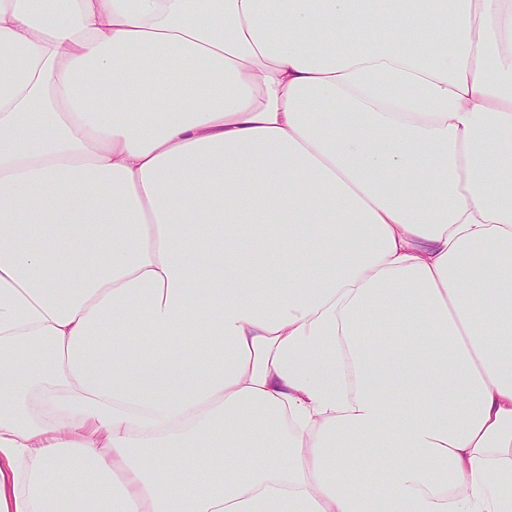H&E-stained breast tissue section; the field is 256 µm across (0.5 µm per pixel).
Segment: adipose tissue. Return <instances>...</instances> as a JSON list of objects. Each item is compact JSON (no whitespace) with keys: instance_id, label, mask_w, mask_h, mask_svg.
Wrapping results in <instances>:
<instances>
[{"instance_id":"1","label":"adipose tissue","mask_w":512,"mask_h":512,"mask_svg":"<svg viewBox=\"0 0 512 512\" xmlns=\"http://www.w3.org/2000/svg\"><path fill=\"white\" fill-rule=\"evenodd\" d=\"M506 471L512 0H0V512Z\"/></svg>"}]
</instances>
